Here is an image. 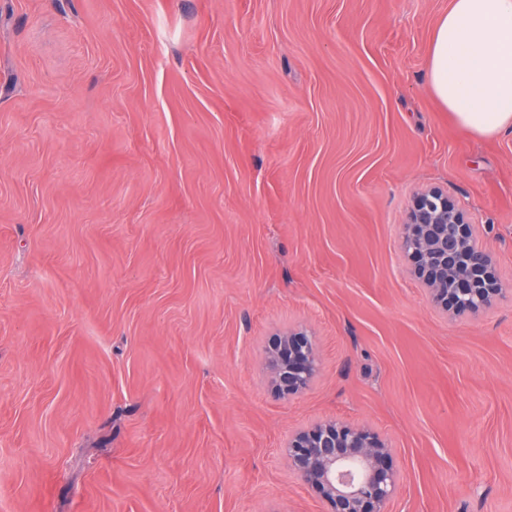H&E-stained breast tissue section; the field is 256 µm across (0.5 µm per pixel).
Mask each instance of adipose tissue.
I'll return each mask as SVG.
<instances>
[{
    "instance_id": "1",
    "label": "adipose tissue",
    "mask_w": 512,
    "mask_h": 512,
    "mask_svg": "<svg viewBox=\"0 0 512 512\" xmlns=\"http://www.w3.org/2000/svg\"><path fill=\"white\" fill-rule=\"evenodd\" d=\"M427 73L461 129L512 133V0H451L433 31Z\"/></svg>"
}]
</instances>
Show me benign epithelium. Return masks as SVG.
<instances>
[{"label":"benign epithelium","instance_id":"1","mask_svg":"<svg viewBox=\"0 0 512 512\" xmlns=\"http://www.w3.org/2000/svg\"><path fill=\"white\" fill-rule=\"evenodd\" d=\"M402 250L415 279L449 316H476L503 293L477 225L439 187L413 196ZM265 359L270 391L281 400L304 393L321 372L317 340L304 330L272 337ZM392 448L370 426L325 418L288 434L282 452L291 472L327 506L325 512H390L404 480Z\"/></svg>","mask_w":512,"mask_h":512}]
</instances>
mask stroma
Instances as JSON below:
<instances>
[{"label": "stroma", "instance_id": "35a3bbf8", "mask_svg": "<svg viewBox=\"0 0 512 512\" xmlns=\"http://www.w3.org/2000/svg\"><path fill=\"white\" fill-rule=\"evenodd\" d=\"M449 0H0V512H321L288 434L391 439L392 512H512V134L456 127ZM441 187L508 292L401 252ZM322 373L279 400L269 338ZM268 385L274 397L288 400L304 393L321 372V357L315 336L304 330H288L267 344Z\"/></svg>", "mask_w": 512, "mask_h": 512}]
</instances>
